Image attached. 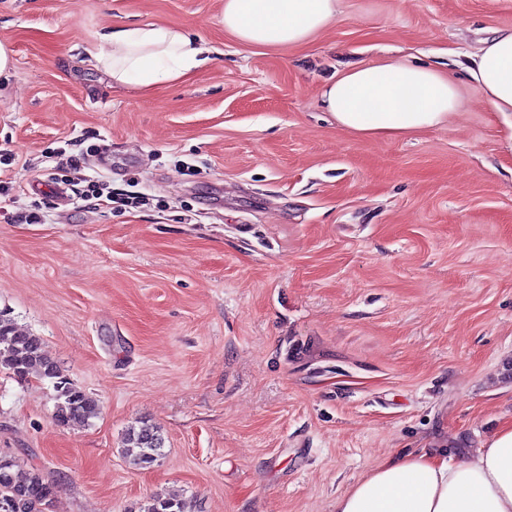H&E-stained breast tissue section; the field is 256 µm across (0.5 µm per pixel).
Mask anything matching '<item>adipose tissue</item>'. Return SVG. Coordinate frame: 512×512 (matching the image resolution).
<instances>
[{
	"label": "adipose tissue",
	"instance_id": "adipose-tissue-1",
	"mask_svg": "<svg viewBox=\"0 0 512 512\" xmlns=\"http://www.w3.org/2000/svg\"><path fill=\"white\" fill-rule=\"evenodd\" d=\"M338 0H224L226 33L267 48L312 40L336 18ZM204 49L165 25L102 33L88 53L114 84L152 87L190 78ZM493 109L512 126V30L483 41L469 70ZM336 123L363 137L444 124L461 97L441 71L392 56L349 68L320 93ZM336 512H512V420L468 459L423 448L386 458L337 498Z\"/></svg>",
	"mask_w": 512,
	"mask_h": 512
}]
</instances>
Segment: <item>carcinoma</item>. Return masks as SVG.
Here are the masks:
<instances>
[{
  "label": "carcinoma",
  "instance_id": "carcinoma-1",
  "mask_svg": "<svg viewBox=\"0 0 512 512\" xmlns=\"http://www.w3.org/2000/svg\"><path fill=\"white\" fill-rule=\"evenodd\" d=\"M0 371L19 380L49 381L57 401L55 420L60 425H84L99 414L97 400L66 378L61 366L44 352L40 337L22 334L1 319ZM162 448L163 438L157 430L131 427L126 433L125 455L135 466L153 465ZM55 493L56 486L38 470L0 456V512H48ZM143 512H186V505L175 498H154Z\"/></svg>",
  "mask_w": 512,
  "mask_h": 512
}]
</instances>
